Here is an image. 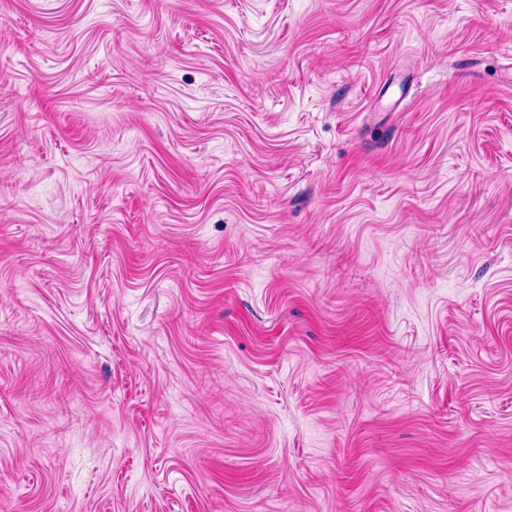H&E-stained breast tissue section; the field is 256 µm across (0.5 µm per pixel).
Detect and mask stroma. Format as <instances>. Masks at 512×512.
<instances>
[{"instance_id":"obj_1","label":"stroma","mask_w":512,"mask_h":512,"mask_svg":"<svg viewBox=\"0 0 512 512\" xmlns=\"http://www.w3.org/2000/svg\"><path fill=\"white\" fill-rule=\"evenodd\" d=\"M0 512H512V0H0Z\"/></svg>"}]
</instances>
